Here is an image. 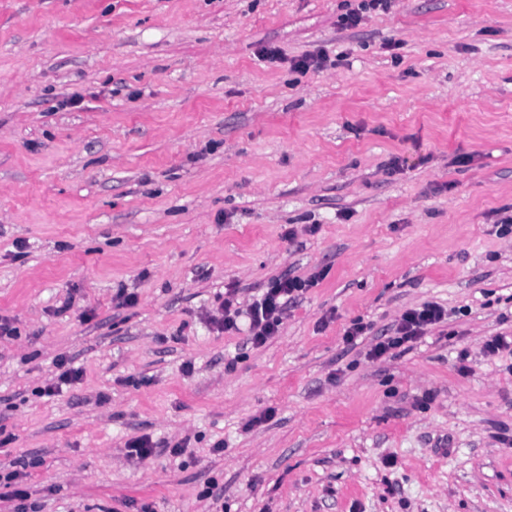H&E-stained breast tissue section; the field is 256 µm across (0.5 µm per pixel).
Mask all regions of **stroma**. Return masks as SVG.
<instances>
[{
    "label": "stroma",
    "instance_id": "35a3bbf8",
    "mask_svg": "<svg viewBox=\"0 0 512 512\" xmlns=\"http://www.w3.org/2000/svg\"><path fill=\"white\" fill-rule=\"evenodd\" d=\"M357 4L0 0V474L41 512H512V0ZM319 271L263 346L208 321ZM448 312L437 303H425L406 310L393 328L392 336H379L377 342L367 351L369 359L377 360L392 350L403 348L399 353L412 349L413 343L421 339L426 331L442 323ZM56 367L60 370V373L57 377V382L48 385L43 389L44 394L47 396H51L56 392L60 391V388L65 384H71L77 381L80 377V371L78 369L69 367L68 360L65 356H60L56 359Z\"/></svg>",
    "mask_w": 512,
    "mask_h": 512
}]
</instances>
